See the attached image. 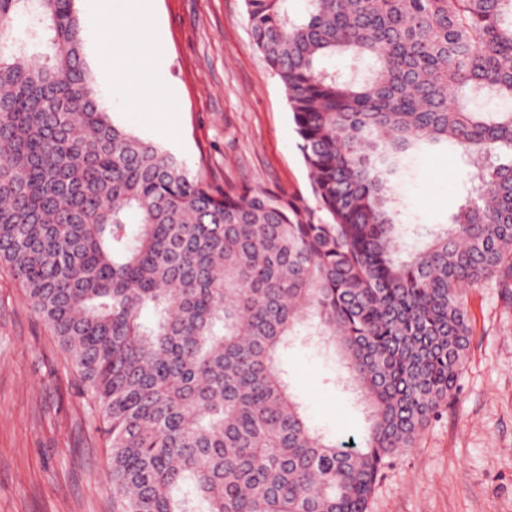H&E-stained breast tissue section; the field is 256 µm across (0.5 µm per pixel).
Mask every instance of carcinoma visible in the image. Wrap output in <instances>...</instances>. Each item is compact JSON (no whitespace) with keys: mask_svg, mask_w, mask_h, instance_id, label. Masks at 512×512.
<instances>
[{"mask_svg":"<svg viewBox=\"0 0 512 512\" xmlns=\"http://www.w3.org/2000/svg\"><path fill=\"white\" fill-rule=\"evenodd\" d=\"M245 6L310 198L190 177L111 119L76 0H0V265L98 408L112 512H368L457 393L466 290L512 288V0ZM442 145L463 204L406 224ZM298 342L368 404L361 445L309 423L279 362Z\"/></svg>","mask_w":512,"mask_h":512,"instance_id":"cac0c4a2","label":"carcinoma"}]
</instances>
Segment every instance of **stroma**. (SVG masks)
<instances>
[{"mask_svg":"<svg viewBox=\"0 0 512 512\" xmlns=\"http://www.w3.org/2000/svg\"><path fill=\"white\" fill-rule=\"evenodd\" d=\"M152 4L164 45L153 81L178 98L177 112L130 110L104 71L98 0H77L85 62L113 119L170 149L191 177L309 194L284 91L253 48L244 0ZM466 174L452 151H429L404 188L407 221L447 223ZM465 303L472 336L457 393L394 459L369 512H512V299L488 284ZM282 363L313 424L362 441L367 414L334 388L337 363L300 345ZM108 452L67 354L0 265V512H112Z\"/></svg>","mask_w":512,"mask_h":512,"instance_id":"stroma-1","label":"stroma"}]
</instances>
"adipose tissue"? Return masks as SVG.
<instances>
[{
  "label": "adipose tissue",
  "instance_id": "adipose-tissue-1",
  "mask_svg": "<svg viewBox=\"0 0 512 512\" xmlns=\"http://www.w3.org/2000/svg\"><path fill=\"white\" fill-rule=\"evenodd\" d=\"M102 2L101 16L108 18L113 32L120 36L104 65L126 89H141L162 52L148 6L145 0H130L124 11L116 13L112 0Z\"/></svg>",
  "mask_w": 512,
  "mask_h": 512
}]
</instances>
